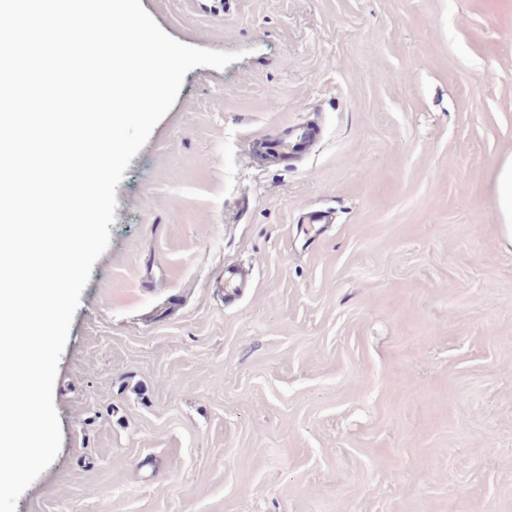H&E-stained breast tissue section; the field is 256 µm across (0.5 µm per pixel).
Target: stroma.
Listing matches in <instances>:
<instances>
[{
	"label": "stroma",
	"mask_w": 512,
	"mask_h": 512,
	"mask_svg": "<svg viewBox=\"0 0 512 512\" xmlns=\"http://www.w3.org/2000/svg\"><path fill=\"white\" fill-rule=\"evenodd\" d=\"M141 4L243 57L116 188L16 512H512V0ZM312 139L313 129L310 127H301L299 128V134L291 146L285 140L277 139L267 142L265 147L276 157H285L290 153H296L306 148ZM494 195L496 224L503 226L512 242V153L503 156L496 167Z\"/></svg>",
	"instance_id": "obj_1"
}]
</instances>
